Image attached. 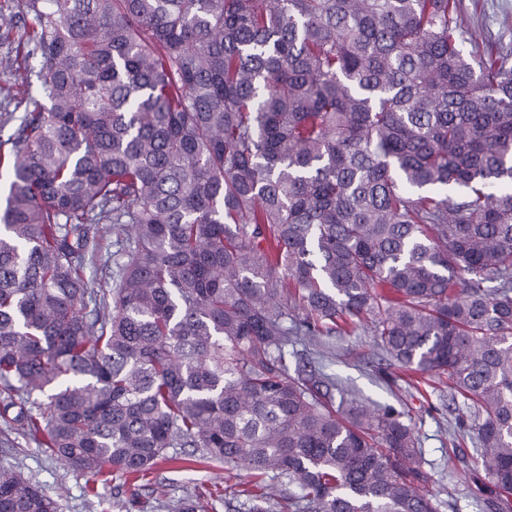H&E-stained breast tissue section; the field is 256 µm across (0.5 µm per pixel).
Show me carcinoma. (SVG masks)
<instances>
[{
    "instance_id": "cac0c4a2",
    "label": "carcinoma",
    "mask_w": 512,
    "mask_h": 512,
    "mask_svg": "<svg viewBox=\"0 0 512 512\" xmlns=\"http://www.w3.org/2000/svg\"><path fill=\"white\" fill-rule=\"evenodd\" d=\"M0 28L39 60L0 158L5 425L96 482L192 448L251 473L243 512H440L402 413L289 369L363 332L391 383L448 379L512 512V42L461 0H21ZM0 512L63 508L3 465Z\"/></svg>"
}]
</instances>
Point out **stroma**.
<instances>
[{
    "mask_svg": "<svg viewBox=\"0 0 512 512\" xmlns=\"http://www.w3.org/2000/svg\"><path fill=\"white\" fill-rule=\"evenodd\" d=\"M468 25L480 38H512V0H480L478 10L468 15ZM300 353L302 362H314L343 388L402 412L404 422L420 438L431 489L444 503L441 512H481L471 498L469 481L471 472L481 466L476 441L469 437L460 448L451 446L457 417L468 416L469 411L452 404L446 384L430 385L422 394L386 385L378 376L380 355L370 337L362 334L334 338L332 353L325 357L305 347ZM0 465L16 466L25 477L59 497L63 512H165L166 506L198 490L206 495L203 512H227L225 499L251 480L241 469L161 462L141 480L113 474L109 481L96 484L98 494L91 497L85 493L86 484L92 483L89 475L63 466L22 437L16 447H0Z\"/></svg>",
    "mask_w": 512,
    "mask_h": 512,
    "instance_id": "stroma-1",
    "label": "stroma"
}]
</instances>
